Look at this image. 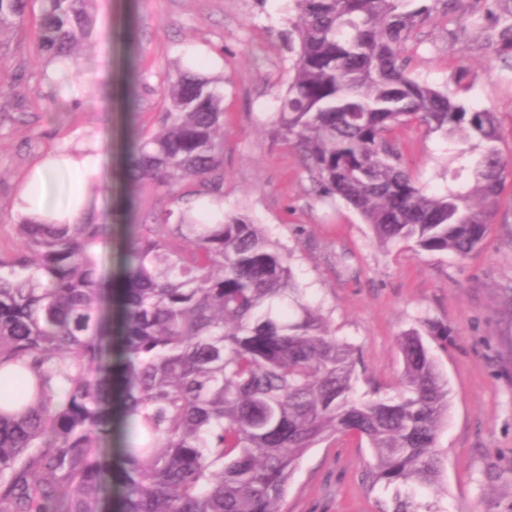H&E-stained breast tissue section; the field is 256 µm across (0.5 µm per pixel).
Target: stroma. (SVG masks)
I'll return each mask as SVG.
<instances>
[{
  "label": "stroma",
  "instance_id": "stroma-1",
  "mask_svg": "<svg viewBox=\"0 0 512 512\" xmlns=\"http://www.w3.org/2000/svg\"><path fill=\"white\" fill-rule=\"evenodd\" d=\"M92 16L78 65L60 80L35 59L38 12L0 38V75L16 83L13 94L0 96V252L16 248L10 212L33 161L98 139L110 161L88 194L101 223L120 237L124 95L136 90L139 120L155 129L163 88L194 51L205 71L226 79L221 209L266 225L291 249L295 276L331 333L359 351L366 378L357 396L375 387L396 391L398 334L424 332L430 321L448 329L425 339L448 381V421L438 438L444 473L441 486L418 491V500L435 512H512V176L500 195L502 220L468 258L410 244L380 247L355 210L316 198L300 156L269 134L293 63L279 37L293 16L290 0H95ZM456 30L450 16L436 12L407 42V68L497 112L499 146L510 152L512 71L455 39ZM132 57L142 70L135 87L128 81ZM394 139L417 182L445 192L442 137L412 124ZM370 461L366 443L353 438L310 449L288 483L282 512H383L390 492L370 487Z\"/></svg>",
  "mask_w": 512,
  "mask_h": 512
}]
</instances>
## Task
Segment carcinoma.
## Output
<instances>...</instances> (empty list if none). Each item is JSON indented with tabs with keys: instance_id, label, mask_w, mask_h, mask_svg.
Wrapping results in <instances>:
<instances>
[{
	"instance_id": "cac0c4a2",
	"label": "carcinoma",
	"mask_w": 512,
	"mask_h": 512,
	"mask_svg": "<svg viewBox=\"0 0 512 512\" xmlns=\"http://www.w3.org/2000/svg\"><path fill=\"white\" fill-rule=\"evenodd\" d=\"M459 0H293L292 54L272 133L301 155L320 200L353 207L377 242L467 258L491 232L512 156L497 113L407 72L410 36ZM35 56L76 60L92 0H42ZM464 41L512 66V0H470ZM31 0H0V34ZM160 128L128 96L125 208L142 187L223 196L224 78L179 67ZM412 122L448 143V190L418 185L391 139ZM0 256V512H282L305 453L332 437L371 448L384 512H432L448 383L421 333L398 339L389 397L357 399L359 356L305 297L288 247L243 216L191 207L122 223L121 279L104 287L105 224H19ZM120 455L106 451L114 414ZM121 492L107 506L106 484Z\"/></svg>"
}]
</instances>
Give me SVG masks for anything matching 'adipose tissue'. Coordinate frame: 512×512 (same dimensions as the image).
<instances>
[{
	"label": "adipose tissue",
	"instance_id": "obj_1",
	"mask_svg": "<svg viewBox=\"0 0 512 512\" xmlns=\"http://www.w3.org/2000/svg\"><path fill=\"white\" fill-rule=\"evenodd\" d=\"M108 156L92 144L40 159L13 200L12 218L26 224H80L90 214L88 185L101 179Z\"/></svg>",
	"mask_w": 512,
	"mask_h": 512
}]
</instances>
